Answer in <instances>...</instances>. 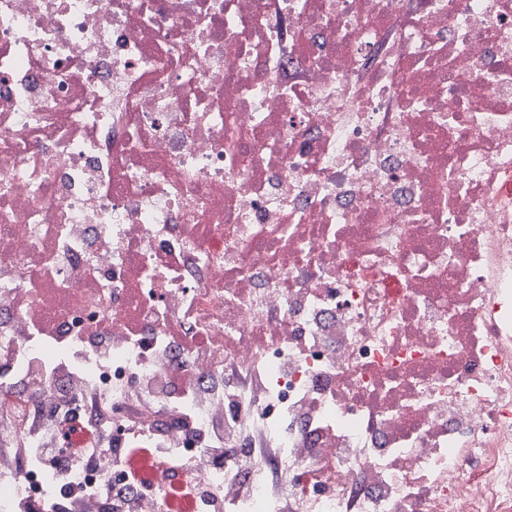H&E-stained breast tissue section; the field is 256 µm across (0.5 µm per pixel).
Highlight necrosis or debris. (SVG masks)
<instances>
[{
	"mask_svg": "<svg viewBox=\"0 0 512 512\" xmlns=\"http://www.w3.org/2000/svg\"><path fill=\"white\" fill-rule=\"evenodd\" d=\"M508 184L512 0H0V437L48 388L90 483L218 415L276 445L224 512H512ZM101 341L97 402L33 367ZM193 450L145 488L211 512Z\"/></svg>",
	"mask_w": 512,
	"mask_h": 512,
	"instance_id": "obj_1",
	"label": "necrosis or debris"
}]
</instances>
